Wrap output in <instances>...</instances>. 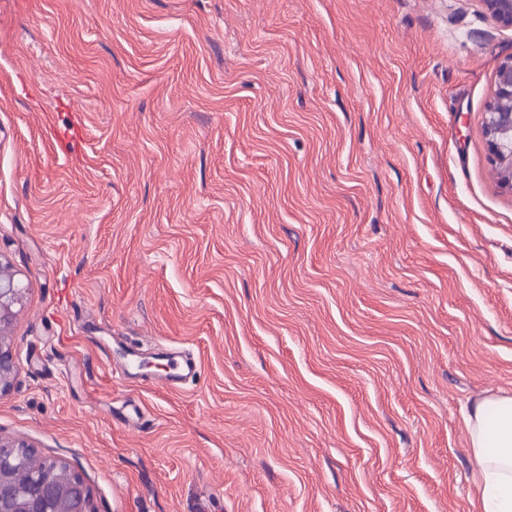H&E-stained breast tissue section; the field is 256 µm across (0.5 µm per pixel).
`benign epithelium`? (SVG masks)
Wrapping results in <instances>:
<instances>
[{
  "mask_svg": "<svg viewBox=\"0 0 512 512\" xmlns=\"http://www.w3.org/2000/svg\"><path fill=\"white\" fill-rule=\"evenodd\" d=\"M487 13L499 24L512 27V0H482ZM495 90L486 105L484 132L492 170L502 188L512 190V145L504 147L497 139L502 130L512 133V57L499 64L494 78ZM26 289L15 280L11 268L0 261V396L14 384L17 353L10 330L23 305ZM25 450L40 461L41 471L31 483L28 494H14L10 471L14 454ZM0 512H95L90 487L63 459L42 457L23 439L0 436Z\"/></svg>",
  "mask_w": 512,
  "mask_h": 512,
  "instance_id": "obj_1",
  "label": "benign epithelium"
}]
</instances>
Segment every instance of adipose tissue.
I'll use <instances>...</instances> for the list:
<instances>
[{
	"mask_svg": "<svg viewBox=\"0 0 512 512\" xmlns=\"http://www.w3.org/2000/svg\"><path fill=\"white\" fill-rule=\"evenodd\" d=\"M465 426L477 469L479 512H512V395L474 400Z\"/></svg>",
	"mask_w": 512,
	"mask_h": 512,
	"instance_id": "ef3b65f1",
	"label": "adipose tissue"
}]
</instances>
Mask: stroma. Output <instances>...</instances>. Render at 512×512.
Wrapping results in <instances>:
<instances>
[{"instance_id":"1","label":"stroma","mask_w":512,"mask_h":512,"mask_svg":"<svg viewBox=\"0 0 512 512\" xmlns=\"http://www.w3.org/2000/svg\"><path fill=\"white\" fill-rule=\"evenodd\" d=\"M510 56L481 0H0L27 290L0 436L96 512H477L463 412L512 394L483 130ZM176 356L198 372L161 387Z\"/></svg>"}]
</instances>
